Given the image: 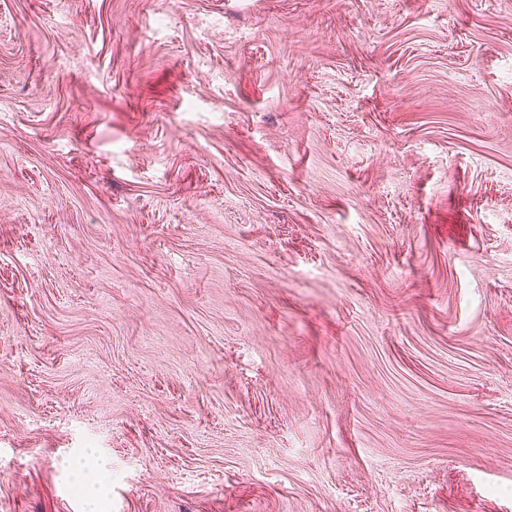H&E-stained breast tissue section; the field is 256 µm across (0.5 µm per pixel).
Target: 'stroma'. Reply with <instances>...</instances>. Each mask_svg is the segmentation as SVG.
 <instances>
[{
    "instance_id": "obj_1",
    "label": "stroma",
    "mask_w": 512,
    "mask_h": 512,
    "mask_svg": "<svg viewBox=\"0 0 512 512\" xmlns=\"http://www.w3.org/2000/svg\"><path fill=\"white\" fill-rule=\"evenodd\" d=\"M512 512V0H0V512Z\"/></svg>"
}]
</instances>
